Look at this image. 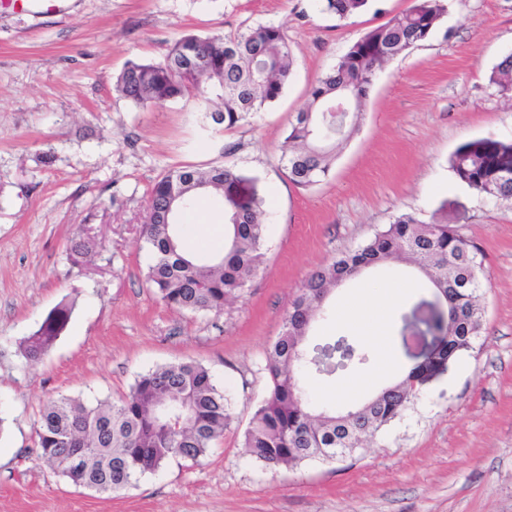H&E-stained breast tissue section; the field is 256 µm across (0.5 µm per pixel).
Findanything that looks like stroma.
I'll use <instances>...</instances> for the list:
<instances>
[{"label": "stroma", "mask_w": 512, "mask_h": 512, "mask_svg": "<svg viewBox=\"0 0 512 512\" xmlns=\"http://www.w3.org/2000/svg\"><path fill=\"white\" fill-rule=\"evenodd\" d=\"M411 4L371 0L341 21L317 0H66L48 17L0 0V512H512V202L477 194L448 165L467 140H512V101L489 82L512 53V0H449L432 36L379 73L325 181L295 186L279 161L310 86ZM256 24L286 32L291 77L232 130L195 103L142 108L114 88L126 61L162 60L183 34ZM225 163L257 177L266 199L262 264L222 314L172 310L145 282L150 188L170 170ZM403 213L483 249L473 350L353 458L266 468L241 442L290 300L310 271ZM62 302L65 330L26 362L20 342ZM184 361L208 368L231 403L202 465L172 458L107 495L39 456L48 400L115 402L139 374Z\"/></svg>", "instance_id": "stroma-1"}]
</instances>
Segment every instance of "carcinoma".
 Wrapping results in <instances>:
<instances>
[{"mask_svg": "<svg viewBox=\"0 0 512 512\" xmlns=\"http://www.w3.org/2000/svg\"><path fill=\"white\" fill-rule=\"evenodd\" d=\"M321 10L340 20L368 8L369 0H318ZM448 12L446 0H414L406 11L365 32L309 90L281 145L288 180L299 187L330 175L343 143L356 131L363 100L385 62L426 41ZM512 53L491 71L489 81L512 97ZM291 75V47L284 31L259 24L235 36L175 40L160 62L129 61L116 90L138 107L178 99L206 104L207 89L222 90L214 123L230 130L248 115L275 102ZM349 93V111H328ZM449 164L474 192L512 200V141L481 137L466 141ZM224 205V249L199 260L181 245L178 222L202 194ZM258 182L229 164L207 170H172L150 191L142 240L152 254L145 281L165 304L192 314H221L246 288L264 256L266 224ZM398 263L422 278L440 308L420 320L426 332L445 338V348L428 366L412 365L388 386L360 404L339 410L315 405L306 392L311 374L365 365L372 355L362 340L330 336L306 345L311 327L327 317L324 304L341 285ZM483 251L446 224H424L401 214L376 230L356 249L313 270L293 297L279 337L265 360L270 386L254 408L243 447L271 469L309 460L336 461V449L362 442L401 417L426 385L427 374L470 351L480 335L483 313L477 292L483 287ZM71 306L59 304L20 347L29 362L40 361L65 329ZM230 403L208 369L193 362L169 364L140 374L116 402L86 405L71 398L48 401L37 420L40 456L63 476L99 493L119 494L139 476L168 459L194 464L207 458L230 421ZM84 452L75 468L66 464L73 449Z\"/></svg>", "mask_w": 512, "mask_h": 512, "instance_id": "carcinoma-1", "label": "carcinoma"}]
</instances>
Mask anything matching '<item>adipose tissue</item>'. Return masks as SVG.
<instances>
[{
	"label": "adipose tissue",
	"instance_id": "1",
	"mask_svg": "<svg viewBox=\"0 0 512 512\" xmlns=\"http://www.w3.org/2000/svg\"><path fill=\"white\" fill-rule=\"evenodd\" d=\"M416 281L393 285L388 282L367 284L362 291L344 300L339 316L343 322L357 328L370 343L381 347L382 352L374 369L365 375L337 384L329 395L343 400L370 386L376 379L391 374L395 369L392 357L385 353L388 335V318L393 304L406 292L415 289Z\"/></svg>",
	"mask_w": 512,
	"mask_h": 512
}]
</instances>
